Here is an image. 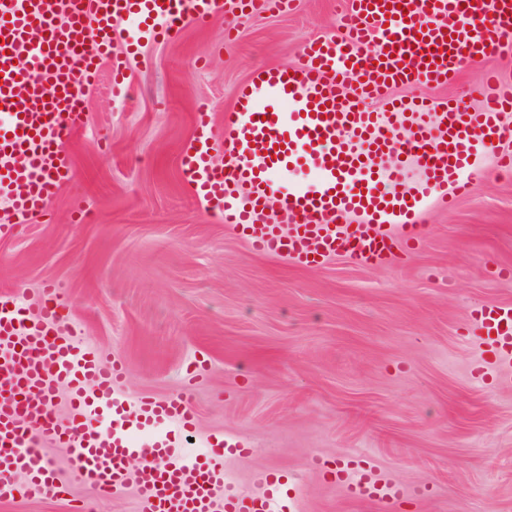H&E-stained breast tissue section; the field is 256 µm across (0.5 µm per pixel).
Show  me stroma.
Wrapping results in <instances>:
<instances>
[{
    "label": "stroma",
    "instance_id": "obj_1",
    "mask_svg": "<svg viewBox=\"0 0 512 512\" xmlns=\"http://www.w3.org/2000/svg\"><path fill=\"white\" fill-rule=\"evenodd\" d=\"M342 2L223 15L146 43L123 100L102 67L70 147L74 180L48 216L0 236V293L59 287L79 336L122 354L130 393L178 392L186 368L206 364L197 434L245 444L227 463L238 493H260L274 471L302 512H376L320 469L358 455L406 489L399 512H512V387L473 377L483 347L466 332L473 309L512 305L498 276L512 269V177L485 160L469 193L431 208L401 265L298 267L253 251L182 176L197 112L223 130L236 87L258 68L296 64L305 40L336 35ZM491 68L512 78V57L393 95L476 110ZM47 457L96 512H134V489L98 496L72 476L65 449Z\"/></svg>",
    "mask_w": 512,
    "mask_h": 512
}]
</instances>
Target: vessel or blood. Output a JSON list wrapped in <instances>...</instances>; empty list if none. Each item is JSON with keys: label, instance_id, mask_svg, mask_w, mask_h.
Segmentation results:
<instances>
[{"label": "vessel or blood", "instance_id": "1", "mask_svg": "<svg viewBox=\"0 0 512 512\" xmlns=\"http://www.w3.org/2000/svg\"><path fill=\"white\" fill-rule=\"evenodd\" d=\"M296 0H0V193L15 215L45 214L74 169L68 144L84 96L102 65L125 97L135 76L114 43L232 14L291 11ZM94 22L96 48L81 35ZM339 33L301 47L291 67L253 72L239 86L224 133L197 115L183 171L200 202L233 225L254 251L297 266L345 257L364 265L399 261L425 234L422 216L448 194L463 195L486 156L512 171V81L486 73L480 110L461 101L390 97L402 85L443 84L475 58L512 51V0H348ZM228 161L217 165L215 152ZM416 166L420 177L406 182ZM311 187L287 188L298 167ZM276 203L281 221L264 212ZM363 223L349 225L350 215ZM472 320L486 348L476 374L512 384V305H484ZM185 390L132 396L117 355L80 343L56 289L0 297V502L65 498L46 451L63 448L72 472L98 494L133 487L137 512H296L297 497L272 472L261 495L232 490L224 466L240 442L210 435L189 454L196 413ZM65 398V415L56 412ZM329 477L349 499L397 512L402 487L369 464L337 460Z\"/></svg>", "mask_w": 512, "mask_h": 512}]
</instances>
